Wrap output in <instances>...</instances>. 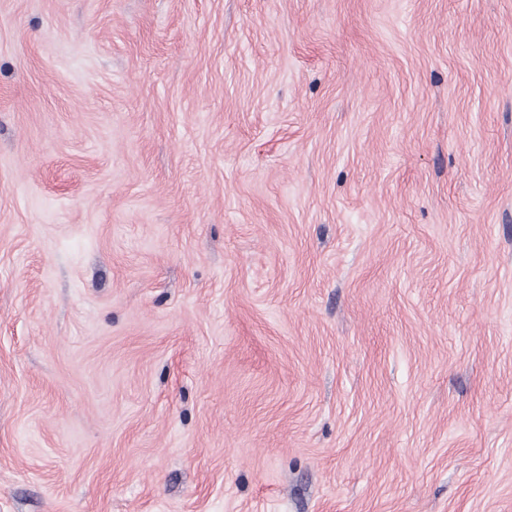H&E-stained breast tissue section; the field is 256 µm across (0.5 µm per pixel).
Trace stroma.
<instances>
[{"mask_svg":"<svg viewBox=\"0 0 512 512\" xmlns=\"http://www.w3.org/2000/svg\"><path fill=\"white\" fill-rule=\"evenodd\" d=\"M0 512H512V0H0Z\"/></svg>","mask_w":512,"mask_h":512,"instance_id":"obj_1","label":"stroma"}]
</instances>
